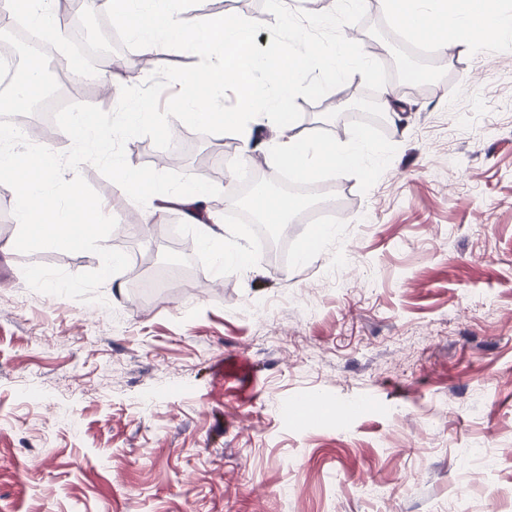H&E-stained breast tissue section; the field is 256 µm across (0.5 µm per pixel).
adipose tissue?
Instances as JSON below:
<instances>
[{"label": "adipose tissue", "instance_id": "obj_1", "mask_svg": "<svg viewBox=\"0 0 512 512\" xmlns=\"http://www.w3.org/2000/svg\"><path fill=\"white\" fill-rule=\"evenodd\" d=\"M165 4L166 0H101L100 6L111 13L115 26L125 28L136 39L148 59L176 54L186 47L204 58V67L173 77L181 88L178 123L206 132L233 128L245 161L259 156L270 165L289 167L304 180L325 169L344 174L363 167L366 154L374 149L366 135L357 134L350 144L309 141L300 136L293 113L284 108L298 92L299 80L306 72L314 70L325 79L337 80L348 70H367V59L356 52L353 43L337 40L326 47L300 39L263 48L257 43L261 19L208 17L190 22L168 15ZM385 4L398 28L434 39L442 47L460 31L473 32L480 27L505 37L512 35V15L502 12L497 0H385ZM228 87L234 88L237 96L234 112L223 106ZM153 121V113L127 106L118 127L82 113L62 134L93 133L108 151L113 131L129 138ZM113 166L118 172L113 182L115 193L148 199L144 222H155L168 209H179L187 223L201 225L198 242L210 252L215 272H223L228 265L246 268L244 255L225 249L214 229L221 218L220 199L214 191L191 177L170 189L154 171L118 160Z\"/></svg>", "mask_w": 512, "mask_h": 512}]
</instances>
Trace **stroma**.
Returning a JSON list of instances; mask_svg holds the SVG:
<instances>
[{
	"label": "stroma",
	"instance_id": "35a3bbf8",
	"mask_svg": "<svg viewBox=\"0 0 512 512\" xmlns=\"http://www.w3.org/2000/svg\"><path fill=\"white\" fill-rule=\"evenodd\" d=\"M331 0H299L308 38L358 33L374 75L336 83L306 73L288 108L304 137L351 140L365 130L382 153L359 171L321 173L349 216L321 246L314 209L290 215L284 262L259 249L239 220L245 189L233 132L184 129L169 185L214 158L205 184L226 204L224 246L248 269L215 274L198 227L177 212L135 232L141 210L95 167L81 175L117 226L106 247L128 272L87 304L30 289L22 268L98 269L89 252H0V512H512V38L475 50L449 40L427 68L396 71L397 32L383 0L312 27ZM279 0H176L182 16L261 17L276 30ZM162 59L131 103L169 118L158 101L174 73L199 67ZM99 70L56 113L111 122L121 106ZM407 87L378 119L336 101ZM129 165L151 168L165 142L153 128L116 139ZM313 255L306 264L297 256ZM38 401L26 397L30 378ZM321 399L311 417L300 407Z\"/></svg>",
	"mask_w": 512,
	"mask_h": 512
}]
</instances>
